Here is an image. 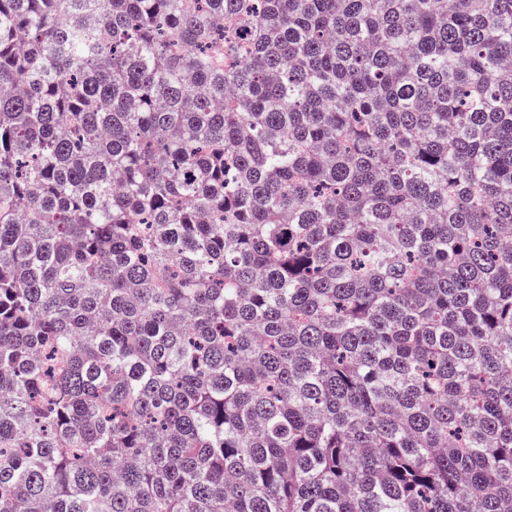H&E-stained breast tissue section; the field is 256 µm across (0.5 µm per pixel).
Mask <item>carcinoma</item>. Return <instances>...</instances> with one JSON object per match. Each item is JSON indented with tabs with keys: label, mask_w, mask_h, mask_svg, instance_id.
<instances>
[{
	"label": "carcinoma",
	"mask_w": 512,
	"mask_h": 512,
	"mask_svg": "<svg viewBox=\"0 0 512 512\" xmlns=\"http://www.w3.org/2000/svg\"><path fill=\"white\" fill-rule=\"evenodd\" d=\"M0 0V512H512V0Z\"/></svg>",
	"instance_id": "carcinoma-1"
}]
</instances>
